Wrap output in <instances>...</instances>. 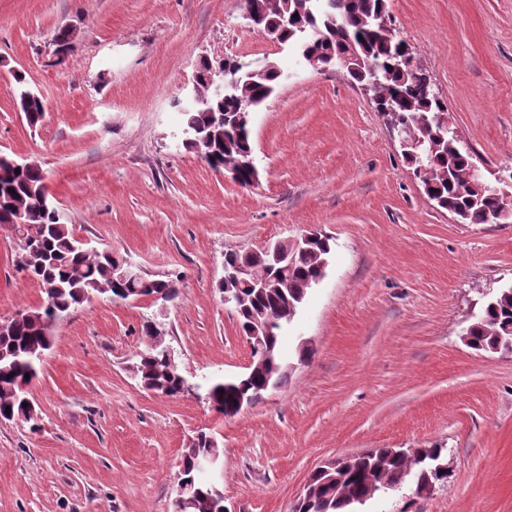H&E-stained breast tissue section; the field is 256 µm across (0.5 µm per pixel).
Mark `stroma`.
<instances>
[{
    "label": "stroma",
    "mask_w": 512,
    "mask_h": 512,
    "mask_svg": "<svg viewBox=\"0 0 512 512\" xmlns=\"http://www.w3.org/2000/svg\"><path fill=\"white\" fill-rule=\"evenodd\" d=\"M491 178L512 172V0H389ZM73 47L57 58L59 30ZM0 153L36 161L75 235L173 281L167 307L99 297L65 316L29 387L40 430L0 421V512H171L199 431L220 448L226 512H293L321 463L367 448L448 450V480L358 512H512V357L462 332L512 285V223L461 224L424 194L397 139L346 71L315 69L252 30L240 0H0ZM285 74L253 114L258 180L242 188L183 145L200 59ZM47 102L29 128L14 72ZM318 230L334 252L282 351L285 385L232 417L204 387L250 348L215 284L224 255ZM0 227V320L42 300ZM166 334L189 391L133 373L142 326ZM310 358L299 361V340Z\"/></svg>",
    "instance_id": "obj_1"
}]
</instances>
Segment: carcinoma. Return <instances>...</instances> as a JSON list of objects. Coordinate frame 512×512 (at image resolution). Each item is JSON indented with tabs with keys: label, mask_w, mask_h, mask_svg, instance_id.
I'll return each instance as SVG.
<instances>
[{
	"label": "carcinoma",
	"mask_w": 512,
	"mask_h": 512,
	"mask_svg": "<svg viewBox=\"0 0 512 512\" xmlns=\"http://www.w3.org/2000/svg\"><path fill=\"white\" fill-rule=\"evenodd\" d=\"M266 22L279 29L280 40L300 47L322 66L334 61H349L350 77L358 83L372 79L371 68L379 72L373 85V97L386 124L420 143L419 153H402L409 169L423 173V183L437 206L452 211L467 224H483L486 217L498 212L512 215V195L494 192L472 172L469 153L457 140L454 128L441 125V101L423 95L401 63V51L409 45L396 38L377 34L390 19L387 0H256ZM280 75L276 69L248 77L241 75L236 89L208 105L183 108V126L187 131L184 146L195 151L214 170L238 169V183L248 181L243 169L253 146L250 132H235V114L255 108L275 91ZM12 87L26 123L38 126L46 112L45 101L26 88L25 76L14 75ZM45 175L33 167L20 172L0 160V226L15 232L19 240V270L36 281L43 293L42 301L60 313L91 300L114 294L116 269L124 259L110 251L84 250L72 229L44 202ZM303 250L293 253L288 266H271L268 257L255 253L227 252V265L241 264L251 275L269 283L256 291L238 281L229 285L219 282L216 289L224 293L229 287L244 297L236 317L243 334L253 332L256 321L267 319L265 346L273 351L269 358L253 353L252 374L230 385L212 382L207 392L211 410L224 415L235 402L237 392L262 393L263 385L287 382L286 362L280 348L283 330L291 325L308 292L324 275L330 263V238L319 231ZM122 287L150 297L165 294L175 297L172 281L142 277L127 281ZM488 299L477 320L467 327L469 345L477 351H491L500 342L512 339V286L487 293ZM45 308L37 306L14 315L6 332L0 334V418L31 424L28 408L23 406L19 387L38 377L41 353L52 346L42 316ZM145 347L138 354L136 376L146 388L168 396L181 395V378L177 368L162 359L161 337L143 328ZM210 452V434H198L194 446L185 449L180 476L187 485L190 501L186 512H223L224 493L211 486L196 466L197 460ZM447 449L368 448L342 457L336 466L324 465L313 475L312 497L315 505L301 502L296 512H356V506L401 488L409 477L416 484L439 483L448 478Z\"/></svg>",
	"instance_id": "carcinoma-1"
}]
</instances>
